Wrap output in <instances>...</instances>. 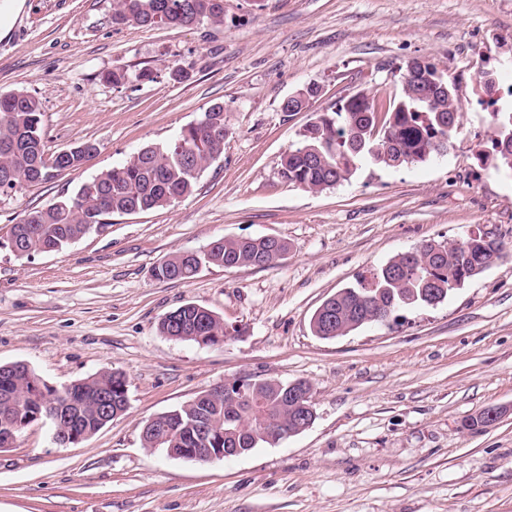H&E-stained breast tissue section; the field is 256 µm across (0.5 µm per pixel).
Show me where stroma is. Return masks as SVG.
<instances>
[{"mask_svg": "<svg viewBox=\"0 0 512 512\" xmlns=\"http://www.w3.org/2000/svg\"><path fill=\"white\" fill-rule=\"evenodd\" d=\"M112 8L24 0L0 39V93L40 98L48 151L95 146L0 198V365L27 363L55 387L106 369L128 382L127 411L95 435L63 447L39 422L0 448V512H512V175L480 159L492 116L472 93L485 69L512 85V0H224L223 23L182 28L116 25ZM414 58L459 83L463 127L447 154L399 168L366 159L321 192L280 176L316 113L395 94ZM146 68L154 81H135ZM114 71L129 82L108 83ZM310 83L322 94L309 110L282 111ZM216 103L224 153L191 195L112 216L58 252H11L28 212L170 144ZM477 229L504 241L503 256L443 303L313 335L337 290L422 241ZM265 235L288 244L269 266L152 275L213 239ZM187 303L237 336L202 347L162 335V317ZM239 378L308 382L313 424L206 463L143 446L148 420ZM489 408L499 420L471 428ZM154 276L157 279L169 281L190 282L196 275V268L190 258L184 253H178L154 268Z\"/></svg>", "mask_w": 512, "mask_h": 512, "instance_id": "1", "label": "stroma"}]
</instances>
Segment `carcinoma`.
<instances>
[{"instance_id":"1","label":"carcinoma","mask_w":512,"mask_h":512,"mask_svg":"<svg viewBox=\"0 0 512 512\" xmlns=\"http://www.w3.org/2000/svg\"><path fill=\"white\" fill-rule=\"evenodd\" d=\"M224 9L216 0H116L112 22L140 26L165 24L189 27L221 23ZM399 97H351L330 111L316 114L298 141L280 159L279 172L288 182L319 192L347 180L356 163L368 156L385 167L424 162L448 151V139L461 128L459 101L440 86H451L449 75L426 62L412 73L399 74ZM492 108L490 138L494 167L512 172V108L478 95ZM40 99L26 90L0 94V170L14 175L15 193L60 171V153H47ZM224 104L216 103L202 118L184 127L165 147L148 146L124 164L83 184L75 197L28 213L13 225L18 257L58 252L83 238L113 215L130 209L144 212L167 206L176 196L191 194L201 172L224 153ZM288 244L277 238H219L209 242L199 258L203 264L226 269L263 268L280 259ZM502 257L494 237L467 236L456 243L426 241L400 253L353 288L326 299L311 319L314 335L322 339L345 336L368 324L388 321L402 309L445 300L470 278ZM197 275L191 259L178 253L154 268V276L189 282ZM159 331L179 341L199 343L198 337L225 335L224 321L204 307L177 308L159 322ZM34 370L17 371L0 365V448L6 437L18 434L13 420L45 422L49 409L33 386ZM124 373L104 370L67 385L65 426L82 439L96 434L116 411L127 407L103 404V399L127 395ZM250 400L204 390L191 401L149 420L142 431L145 448H199L196 423L205 418L212 428L211 448H233L248 438L249 449L270 444L269 430L298 428L299 411L288 402V384L255 380Z\"/></svg>"}]
</instances>
